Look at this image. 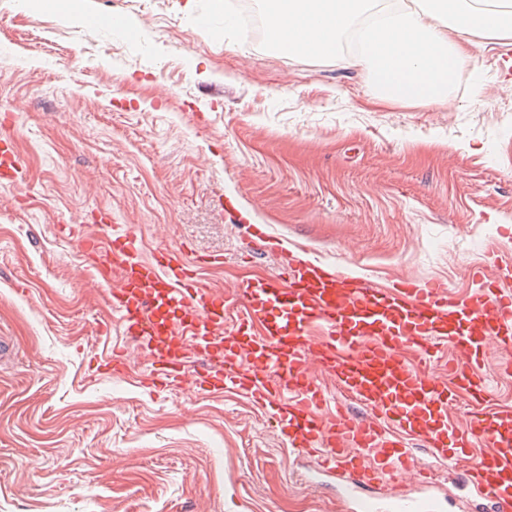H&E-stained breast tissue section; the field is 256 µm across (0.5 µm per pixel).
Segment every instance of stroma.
Instances as JSON below:
<instances>
[{"instance_id":"1","label":"stroma","mask_w":512,"mask_h":512,"mask_svg":"<svg viewBox=\"0 0 512 512\" xmlns=\"http://www.w3.org/2000/svg\"><path fill=\"white\" fill-rule=\"evenodd\" d=\"M120 13L134 27L73 24ZM446 104L381 103L348 66L225 26L210 0H0V512H339L328 477L240 392L137 378L77 245L134 227L203 286L282 279L248 224L376 282L473 294L488 250L512 258V41L466 44ZM487 100L479 107L477 99ZM123 352L127 372L97 370ZM512 352L481 365L512 408Z\"/></svg>"}]
</instances>
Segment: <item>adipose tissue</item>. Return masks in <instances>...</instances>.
I'll return each instance as SVG.
<instances>
[{"instance_id": "adipose-tissue-1", "label": "adipose tissue", "mask_w": 512, "mask_h": 512, "mask_svg": "<svg viewBox=\"0 0 512 512\" xmlns=\"http://www.w3.org/2000/svg\"><path fill=\"white\" fill-rule=\"evenodd\" d=\"M272 45L327 60L355 35L350 59L384 101L439 106L467 64L458 38L512 39V0H263Z\"/></svg>"}]
</instances>
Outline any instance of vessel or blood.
Wrapping results in <instances>:
<instances>
[{
	"mask_svg": "<svg viewBox=\"0 0 512 512\" xmlns=\"http://www.w3.org/2000/svg\"><path fill=\"white\" fill-rule=\"evenodd\" d=\"M17 173L12 144L1 140L0 179ZM79 246L109 288L125 335L159 347L146 383L243 391L289 447L334 478L344 512H444L432 473L420 469L409 443L454 465L477 436L488 449L471 463L464 487L470 497L494 499L495 512H512V410H492L490 387L478 373L486 344L512 350V294L484 283L457 299L443 283L410 279L381 289L350 269L296 254L287 285L235 284L238 324L264 326L262 336L243 343L224 324L223 293L202 286L166 252L144 259L135 233L113 234L105 252L92 240ZM448 343L457 361L444 380L427 362ZM192 351L208 364L207 374L190 369ZM322 373L335 378L349 403H331ZM463 393L470 410L457 422L448 410ZM353 401L365 416H353ZM406 479L418 496L375 490Z\"/></svg>",
	"mask_w": 512,
	"mask_h": 512,
	"instance_id": "b4317fda",
	"label": "vessel or blood"
}]
</instances>
